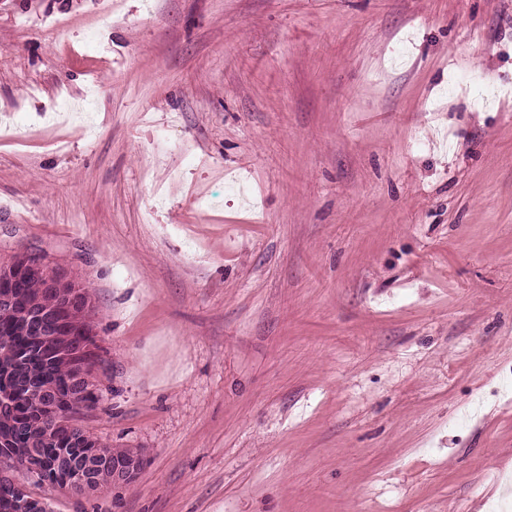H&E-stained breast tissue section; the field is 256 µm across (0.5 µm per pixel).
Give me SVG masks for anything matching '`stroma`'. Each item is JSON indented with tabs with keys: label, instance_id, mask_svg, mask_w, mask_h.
<instances>
[{
	"label": "stroma",
	"instance_id": "35a3bbf8",
	"mask_svg": "<svg viewBox=\"0 0 512 512\" xmlns=\"http://www.w3.org/2000/svg\"><path fill=\"white\" fill-rule=\"evenodd\" d=\"M0 199L143 458L48 512H512V0H0Z\"/></svg>",
	"mask_w": 512,
	"mask_h": 512
}]
</instances>
